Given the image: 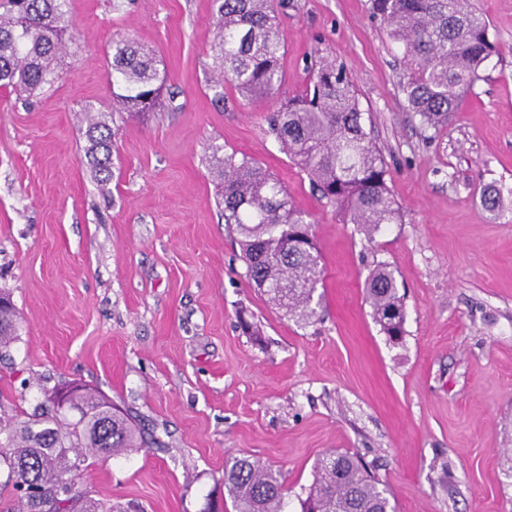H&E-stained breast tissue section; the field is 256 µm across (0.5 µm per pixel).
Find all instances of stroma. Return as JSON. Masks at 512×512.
<instances>
[{
    "label": "stroma",
    "instance_id": "stroma-1",
    "mask_svg": "<svg viewBox=\"0 0 512 512\" xmlns=\"http://www.w3.org/2000/svg\"><path fill=\"white\" fill-rule=\"evenodd\" d=\"M472 4L498 52L434 132L406 108L401 53L370 0H283L282 81L259 103L214 85L215 0H68L74 41L54 86L0 90V292L19 313L0 409L31 410L74 380L134 415L155 442L92 459L94 498L116 512H230L224 460L244 453L281 473L298 512L317 459L347 452L398 512H512V0ZM120 36L165 71L156 111L111 110ZM314 54L351 74L401 208L370 242L268 133ZM89 106L112 114L105 185L85 158ZM217 149L272 172L310 214L313 323L249 283L217 205ZM492 184L507 192L496 215L480 201ZM376 261L405 298L397 344L365 298Z\"/></svg>",
    "mask_w": 512,
    "mask_h": 512
}]
</instances>
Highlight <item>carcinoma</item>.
I'll return each mask as SVG.
<instances>
[{"mask_svg":"<svg viewBox=\"0 0 512 512\" xmlns=\"http://www.w3.org/2000/svg\"><path fill=\"white\" fill-rule=\"evenodd\" d=\"M217 2V85L228 82L252 102L272 97L284 50L277 0ZM371 9L402 50L407 110L424 128L439 131L496 53L487 18L472 10L470 0H371ZM68 32L65 0H0V87L29 97L52 87ZM110 68L112 111L86 109L85 157L102 183L112 177V113L153 111L163 82L153 54L131 39L112 41ZM268 132L342 223L356 225L370 240L382 225L398 223L400 206L387 185L384 156L365 128L343 65L314 60L304 93L269 113ZM212 170L224 223L240 236L249 282L286 314L305 322L317 317L321 266L309 215L246 156H216ZM481 203L491 212L503 209L502 189L485 187ZM365 295L381 331L401 342L405 311L391 266L378 262L369 269ZM17 319L9 296L1 297V349L14 339ZM149 443L130 414L82 386L42 399L30 413H0V489L11 490L21 512H114L81 481L88 455L117 459ZM223 480L235 512H288L281 474L248 455L228 456ZM299 503L300 512H396L389 491L349 453L319 459L314 483Z\"/></svg>","mask_w":512,"mask_h":512,"instance_id":"1","label":"carcinoma"}]
</instances>
